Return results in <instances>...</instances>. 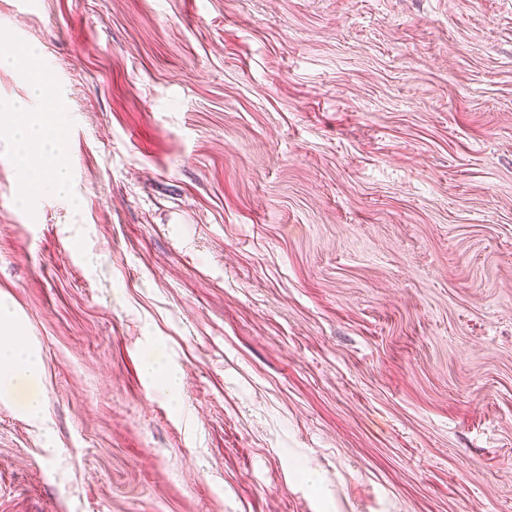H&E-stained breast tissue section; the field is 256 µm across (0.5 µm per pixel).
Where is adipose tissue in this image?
<instances>
[{
	"label": "adipose tissue",
	"instance_id": "obj_1",
	"mask_svg": "<svg viewBox=\"0 0 512 512\" xmlns=\"http://www.w3.org/2000/svg\"><path fill=\"white\" fill-rule=\"evenodd\" d=\"M11 129V148L18 159L27 195H34L43 184L66 189L69 173L61 165L65 134L51 127L45 112L31 111L28 103L11 102L0 106V127ZM17 314L0 300V332L11 334L9 344L0 345V400L14 397L20 387H29L23 405L26 417L33 421L45 418V406L38 390L39 357L28 342L16 338Z\"/></svg>",
	"mask_w": 512,
	"mask_h": 512
}]
</instances>
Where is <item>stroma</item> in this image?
<instances>
[{
    "instance_id": "35a3bbf8",
    "label": "stroma",
    "mask_w": 512,
    "mask_h": 512,
    "mask_svg": "<svg viewBox=\"0 0 512 512\" xmlns=\"http://www.w3.org/2000/svg\"><path fill=\"white\" fill-rule=\"evenodd\" d=\"M1 54L71 187L0 132V512H512V0H0ZM31 92L34 99L41 100L46 104V112L55 111L58 93L55 86L47 78L31 79ZM18 326L17 314L0 300V332L8 333L11 339L9 344L0 345V400L14 397L22 386L29 387L24 414L30 420L41 421L45 418V406L38 391L39 357L27 340L20 342L16 336Z\"/></svg>"
}]
</instances>
